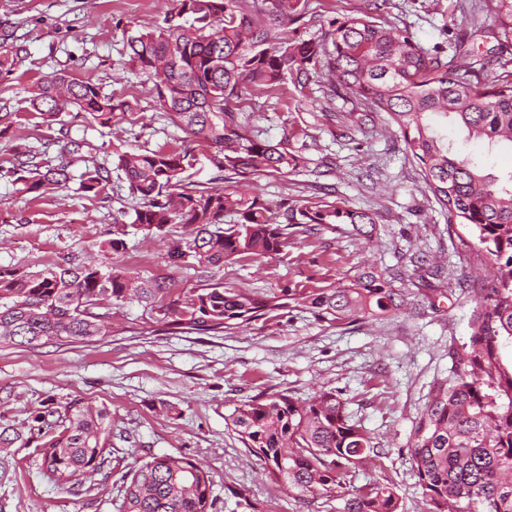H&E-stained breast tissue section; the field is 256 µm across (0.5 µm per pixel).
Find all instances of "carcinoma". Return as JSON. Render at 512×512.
Listing matches in <instances>:
<instances>
[{
    "mask_svg": "<svg viewBox=\"0 0 512 512\" xmlns=\"http://www.w3.org/2000/svg\"><path fill=\"white\" fill-rule=\"evenodd\" d=\"M243 0H174L165 25L130 31V60L152 81V95L166 119L193 146L180 152L132 148L116 153L129 190L141 200L130 224L113 225L105 242L117 256L123 236L137 226L162 234L171 224L193 227V238L169 250L174 263L193 260L196 271L227 261L280 254L288 247V227L308 224L374 225L371 213L342 202L305 201L286 207L278 221L260 196L191 186L185 173L201 154L218 172L249 180L288 173L301 157L288 141L273 144L246 119L227 109L246 85L268 97L288 84L304 87L325 70L330 86L349 91L371 112H385L406 149L423 165V178L448 223L473 227L468 256L486 257L497 272L490 281L459 284L471 304L467 341L452 349L454 372L434 386L411 437L410 460L429 505L428 512H512V366L502 349L512 346V172L484 173L452 153L442 128L453 122L466 138L483 139L489 149L512 148V82L485 88L454 65V54L429 53L407 31L388 22L389 0H367L366 11L336 23L324 43L297 35L278 36L274 26L303 13L302 0H261L248 11ZM472 11L490 23L480 32L498 42L512 39V0H478ZM332 45L327 50L325 43ZM27 50L0 44V78L12 76ZM25 106L13 112L36 126L60 122L73 109L100 126L133 114L127 101L96 84L59 72L36 82ZM4 175L43 195L68 188L69 163L37 162L20 151ZM107 162L91 161L79 190L92 200L109 179ZM237 216L224 225V215ZM113 307L135 301L154 319L177 330L219 333L235 325L270 318L302 305L323 319L352 322L401 309V290L384 273L367 268L349 282L303 293L281 288L256 298L221 284H203L189 297L130 271L118 261L103 271L67 262L26 275L0 272V338L20 343L81 342L107 329ZM30 437L0 430V447L36 443L49 479L65 489L110 463L111 416L106 406L73 401L58 410L34 411ZM235 432L262 462L271 482L291 492L331 499L342 494L344 512H399L389 482L360 486L351 479L384 449L346 411L334 389H321L306 402L274 393L242 402L231 415ZM124 512H213L208 472L185 456L153 454L123 476Z\"/></svg>",
    "mask_w": 512,
    "mask_h": 512,
    "instance_id": "obj_1",
    "label": "carcinoma"
}]
</instances>
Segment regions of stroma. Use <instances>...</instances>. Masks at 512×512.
<instances>
[{"label": "stroma", "instance_id": "obj_1", "mask_svg": "<svg viewBox=\"0 0 512 512\" xmlns=\"http://www.w3.org/2000/svg\"><path fill=\"white\" fill-rule=\"evenodd\" d=\"M391 2L397 27L425 49L470 32L464 63L477 67L480 83L512 81V42L501 46L476 33L484 13L463 9L460 0ZM362 6L363 0H305L303 19L277 25L276 31L314 38ZM172 7L173 0H0V43L27 48L22 78L0 79L1 100L21 101L32 81L65 71L130 100L137 112L135 120L123 118L109 127L75 110L62 114L58 129L13 120L0 138V168L10 167L18 146L41 159L67 158L75 175L88 157L108 159L131 148L181 150L184 133L156 109L152 82L132 65L127 49L130 30L163 24ZM492 54L496 64L483 67ZM229 107L270 141H287L304 159L291 173L255 178L253 192L275 209L336 199L371 213L376 233L369 240L350 224L299 227L283 253L226 262L212 269L211 282L263 295L286 287L334 286L371 266L401 289L404 309L343 324L293 307L274 325L256 321L199 334L165 332L133 302L113 309L111 332L84 343L0 341V427L26 433L31 411L47 400L58 408L74 399L104 404L112 413L110 464L68 490L44 474L34 448L0 447V512H121L124 473L152 454L186 456L206 469L215 512H342L343 500L326 504L268 481L229 419L240 402L262 394L284 391L303 402L329 388L339 391L348 413L387 451L356 475L355 484L389 481L400 512H426L409 456L411 435L431 387L450 375L449 349L469 335L471 305L444 299L429 307L409 258L423 252L444 265L453 284L477 275L465 252L474 240L472 228L449 223L386 114H364L351 93H330L324 77L303 91L288 89L279 100L246 90ZM62 129L67 138L59 137ZM71 139L85 141L80 154L67 153ZM448 141L457 155L485 171H512L510 151L465 140L453 125ZM138 204L116 169L93 201L80 196L74 181L36 198L22 184L0 178V271L28 274L72 258L107 266L115 257L99 244L111 239L119 213ZM187 233L181 224L162 235L136 232L116 259L188 292L200 286V277L168 259L172 242Z\"/></svg>", "mask_w": 512, "mask_h": 512}]
</instances>
